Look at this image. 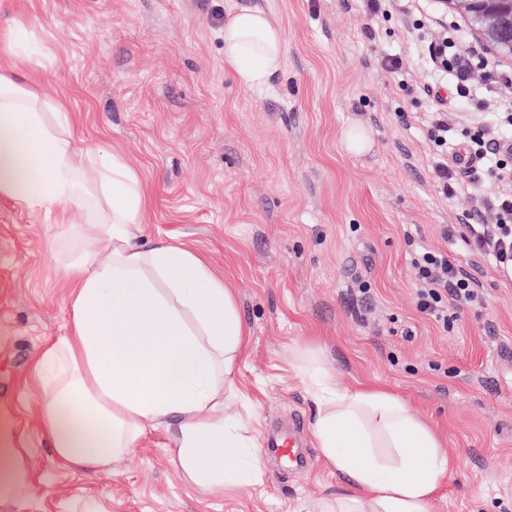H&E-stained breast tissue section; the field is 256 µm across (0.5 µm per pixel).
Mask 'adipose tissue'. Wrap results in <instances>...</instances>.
I'll use <instances>...</instances> for the list:
<instances>
[{
	"instance_id": "adipose-tissue-1",
	"label": "adipose tissue",
	"mask_w": 512,
	"mask_h": 512,
	"mask_svg": "<svg viewBox=\"0 0 512 512\" xmlns=\"http://www.w3.org/2000/svg\"><path fill=\"white\" fill-rule=\"evenodd\" d=\"M283 52L263 10L225 21L224 62L244 87L266 82ZM29 60L12 43L0 63V196L54 215L80 241L61 264L72 283L67 331L35 363L48 448L62 465L97 471L162 429L196 486L248 492L262 477L259 443L224 413L242 397L233 374L248 336L234 288L183 244L145 238L140 173L117 153L76 152L74 113L61 102L44 111L24 86ZM306 374L323 457L370 496L338 500L333 512H429L455 466L430 427L389 391L339 388L320 368ZM16 433L0 413L1 500L29 480Z\"/></svg>"
}]
</instances>
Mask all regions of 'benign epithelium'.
Segmentation results:
<instances>
[{
    "mask_svg": "<svg viewBox=\"0 0 512 512\" xmlns=\"http://www.w3.org/2000/svg\"><path fill=\"white\" fill-rule=\"evenodd\" d=\"M465 16L486 46L512 57V0H439Z\"/></svg>",
    "mask_w": 512,
    "mask_h": 512,
    "instance_id": "benign-epithelium-1",
    "label": "benign epithelium"
}]
</instances>
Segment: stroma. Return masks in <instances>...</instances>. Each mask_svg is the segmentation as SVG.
<instances>
[{
	"mask_svg": "<svg viewBox=\"0 0 512 512\" xmlns=\"http://www.w3.org/2000/svg\"><path fill=\"white\" fill-rule=\"evenodd\" d=\"M266 11L281 29V66L259 88L224 64V19ZM37 63L30 89L78 112V145L117 152L148 190V239L184 243L235 289L250 330L238 387L266 440L298 415L311 469L270 458L250 492L204 490L184 475L165 430L90 472L62 466L43 442L34 362L63 335L69 285L49 251L74 238L50 218L0 197V411L23 433L19 456L48 492L21 487L0 512H303L350 488L325 461L311 425L316 406L298 368L317 352L339 387H383L434 428L456 467L430 512H512V274L478 254L458 264L487 297L442 331L414 303L416 246L454 252L444 229L483 210L497 183L445 196L424 95L429 49L464 16L438 0H387L369 17L359 0H0ZM402 59L400 79L384 66ZM450 122L494 127L512 86L482 98L448 96ZM354 124L372 148L345 153ZM367 280L369 303L356 300Z\"/></svg>",
	"mask_w": 512,
	"mask_h": 512,
	"instance_id": "1",
	"label": "stroma"
}]
</instances>
